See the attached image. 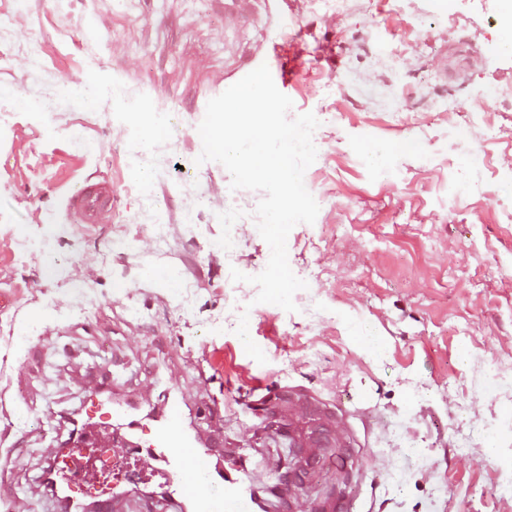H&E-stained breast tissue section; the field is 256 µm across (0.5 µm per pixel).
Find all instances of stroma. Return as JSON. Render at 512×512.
I'll use <instances>...</instances> for the list:
<instances>
[{
	"instance_id": "stroma-1",
	"label": "stroma",
	"mask_w": 512,
	"mask_h": 512,
	"mask_svg": "<svg viewBox=\"0 0 512 512\" xmlns=\"http://www.w3.org/2000/svg\"><path fill=\"white\" fill-rule=\"evenodd\" d=\"M347 3L339 15L324 0H0V96L16 101L0 113V512H62L42 471L104 374L146 426L184 393L212 462L248 448L261 484L295 466L288 424L326 430L336 447L302 449L305 474L281 483L276 512H313L328 494L346 512H512V431L486 452L507 399L476 375L512 363V114L487 100L492 141L468 123L489 87L512 85L499 2ZM263 64L294 112L322 119L319 212L287 239L324 310L313 325L257 302L253 284L225 288V225L239 227V271L268 263L263 194L196 162L208 101ZM96 73L178 113L179 138L137 135L109 99L28 109ZM452 124L483 168L459 172ZM381 150L397 178L372 163ZM131 152L161 169L166 245L137 220ZM104 180L111 213L68 223L67 193ZM191 189L213 208L192 209ZM243 315L266 363L236 334Z\"/></svg>"
}]
</instances>
